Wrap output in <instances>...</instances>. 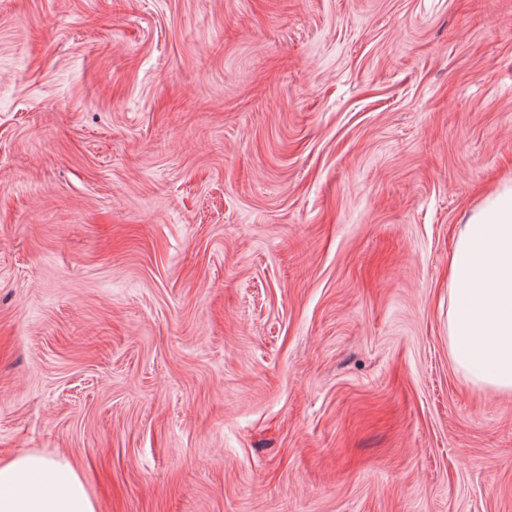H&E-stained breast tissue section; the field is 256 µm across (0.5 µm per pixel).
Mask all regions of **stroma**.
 <instances>
[{
  "label": "stroma",
  "instance_id": "obj_1",
  "mask_svg": "<svg viewBox=\"0 0 512 512\" xmlns=\"http://www.w3.org/2000/svg\"><path fill=\"white\" fill-rule=\"evenodd\" d=\"M512 181V0H0V458L101 512H512L448 350Z\"/></svg>",
  "mask_w": 512,
  "mask_h": 512
}]
</instances>
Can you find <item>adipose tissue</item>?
<instances>
[{
  "instance_id": "obj_1",
  "label": "adipose tissue",
  "mask_w": 512,
  "mask_h": 512,
  "mask_svg": "<svg viewBox=\"0 0 512 512\" xmlns=\"http://www.w3.org/2000/svg\"><path fill=\"white\" fill-rule=\"evenodd\" d=\"M448 347L466 381L512 394V184L459 226L448 263ZM0 512H100L79 471L36 453L0 460Z\"/></svg>"
}]
</instances>
